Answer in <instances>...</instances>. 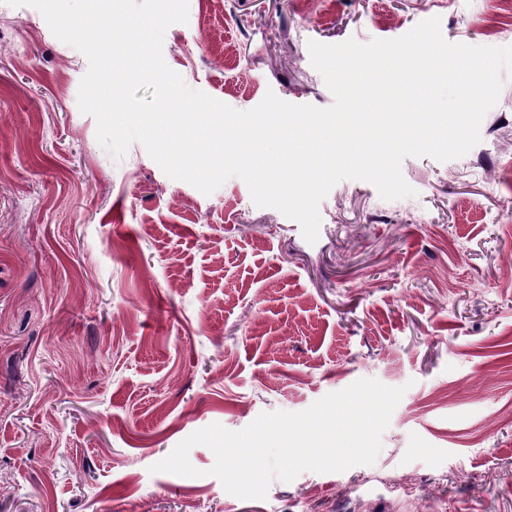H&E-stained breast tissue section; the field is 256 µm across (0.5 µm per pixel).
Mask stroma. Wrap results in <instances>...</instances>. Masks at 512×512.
<instances>
[{
  "label": "stroma",
  "instance_id": "1",
  "mask_svg": "<svg viewBox=\"0 0 512 512\" xmlns=\"http://www.w3.org/2000/svg\"><path fill=\"white\" fill-rule=\"evenodd\" d=\"M512 45L495 0H189L163 40L186 85L237 110L327 107L309 41ZM86 56L0 0V512H512V74L481 141L408 157L411 196L363 180L316 243L255 206L114 157L82 113ZM362 378L405 393L373 464L227 493L152 472L192 433L301 412Z\"/></svg>",
  "mask_w": 512,
  "mask_h": 512
}]
</instances>
